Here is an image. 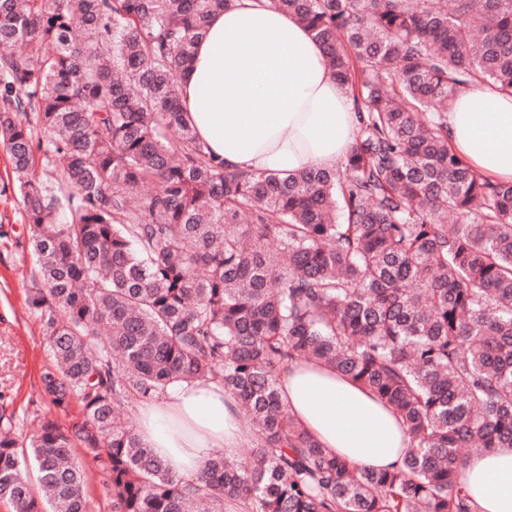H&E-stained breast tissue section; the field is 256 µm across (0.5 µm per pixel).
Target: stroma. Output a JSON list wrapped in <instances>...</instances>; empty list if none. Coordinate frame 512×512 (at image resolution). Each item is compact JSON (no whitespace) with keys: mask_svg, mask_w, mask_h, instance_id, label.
Segmentation results:
<instances>
[{"mask_svg":"<svg viewBox=\"0 0 512 512\" xmlns=\"http://www.w3.org/2000/svg\"><path fill=\"white\" fill-rule=\"evenodd\" d=\"M33 265L11 164L0 147V408L13 414L15 427L26 435L45 411L40 376L52 362L42 325L26 309Z\"/></svg>","mask_w":512,"mask_h":512,"instance_id":"35a3bbf8","label":"stroma"}]
</instances>
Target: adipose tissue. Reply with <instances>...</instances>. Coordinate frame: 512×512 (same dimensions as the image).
Returning <instances> with one entry per match:
<instances>
[{
    "instance_id": "1",
    "label": "adipose tissue",
    "mask_w": 512,
    "mask_h": 512,
    "mask_svg": "<svg viewBox=\"0 0 512 512\" xmlns=\"http://www.w3.org/2000/svg\"><path fill=\"white\" fill-rule=\"evenodd\" d=\"M179 90L185 121L231 170L333 169L355 139L354 100L333 79L320 45L259 0H234L210 16ZM446 120L456 154L484 175L512 181V96L472 85ZM279 390L320 447L370 470L400 462L409 444L401 417L352 379L304 363L283 373ZM141 417L142 442L186 478L201 471L211 449L240 456L251 444L236 400L210 381L177 385ZM458 482L476 512H512V448L472 454Z\"/></svg>"
}]
</instances>
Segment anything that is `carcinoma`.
Returning a JSON list of instances; mask_svg holds the SVG:
<instances>
[{"mask_svg": "<svg viewBox=\"0 0 512 512\" xmlns=\"http://www.w3.org/2000/svg\"><path fill=\"white\" fill-rule=\"evenodd\" d=\"M231 3L0 0V145L52 354L42 399L82 412L25 444L0 415V502L90 512L80 452L112 512H474L459 468L512 447V182L449 149L445 114L475 83L512 95V0H268L359 118L340 166L287 174L226 169L183 119L181 74ZM309 360L399 414L393 469L295 422L279 377ZM194 381L224 385L253 440L190 480L120 416Z\"/></svg>", "mask_w": 512, "mask_h": 512, "instance_id": "1", "label": "carcinoma"}]
</instances>
